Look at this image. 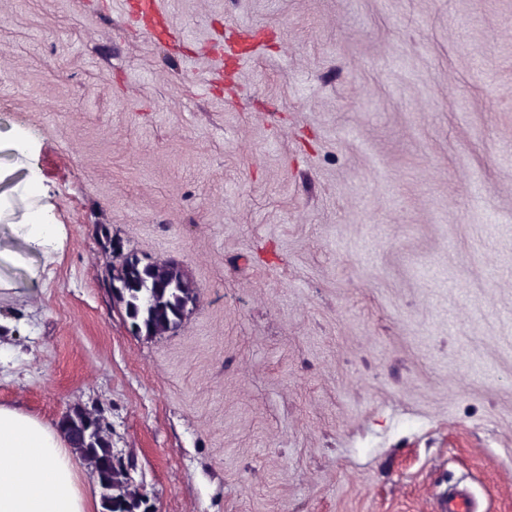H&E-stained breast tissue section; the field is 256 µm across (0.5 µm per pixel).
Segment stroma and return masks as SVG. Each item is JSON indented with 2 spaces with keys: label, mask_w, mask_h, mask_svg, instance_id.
<instances>
[{
  "label": "stroma",
  "mask_w": 512,
  "mask_h": 512,
  "mask_svg": "<svg viewBox=\"0 0 512 512\" xmlns=\"http://www.w3.org/2000/svg\"><path fill=\"white\" fill-rule=\"evenodd\" d=\"M123 2L0 0V405L99 411L157 512H512V0ZM38 224H19L17 234L23 239L28 252L50 254L56 247L60 235V225L48 223V216L36 217ZM109 273L119 287L116 304L136 326L138 336H167L182 324L197 299L195 282L173 263L154 260L145 265L130 253L118 266L110 262ZM445 512H476L477 505L468 489L458 484L448 490V498L444 503Z\"/></svg>",
  "instance_id": "obj_1"
}]
</instances>
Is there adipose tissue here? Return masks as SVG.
Returning <instances> with one entry per match:
<instances>
[{"instance_id":"adipose-tissue-1","label":"adipose tissue","mask_w":512,"mask_h":512,"mask_svg":"<svg viewBox=\"0 0 512 512\" xmlns=\"http://www.w3.org/2000/svg\"><path fill=\"white\" fill-rule=\"evenodd\" d=\"M88 486L62 433L0 406V512H93Z\"/></svg>"}]
</instances>
